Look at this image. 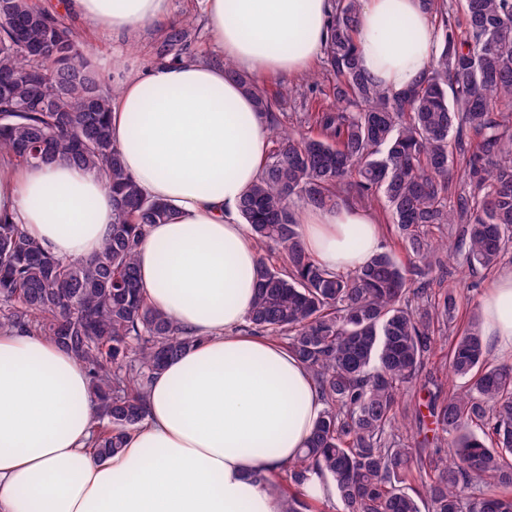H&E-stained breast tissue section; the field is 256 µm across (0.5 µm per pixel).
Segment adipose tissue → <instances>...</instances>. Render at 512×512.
Segmentation results:
<instances>
[{
  "mask_svg": "<svg viewBox=\"0 0 512 512\" xmlns=\"http://www.w3.org/2000/svg\"><path fill=\"white\" fill-rule=\"evenodd\" d=\"M333 0H205L217 59L130 70L111 103L112 140L143 195L169 205L136 263L148 303L200 341L156 374L147 413L109 456L94 449L95 402L57 343L0 329V512H283L257 481L286 469L324 410L306 365L244 325L260 254L238 211L267 159L269 131L225 65L255 81L307 73L330 34ZM103 34L163 27L171 0H69ZM359 66L391 92L419 83L441 51L422 0H361ZM103 177L61 160H0V215L59 259L95 255L112 223ZM305 246L346 273L380 248L365 208L296 209ZM488 346L512 355V268L481 305Z\"/></svg>",
  "mask_w": 512,
  "mask_h": 512,
  "instance_id": "obj_1",
  "label": "adipose tissue"
}]
</instances>
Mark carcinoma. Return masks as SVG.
<instances>
[{
    "label": "carcinoma",
    "instance_id": "obj_1",
    "mask_svg": "<svg viewBox=\"0 0 512 512\" xmlns=\"http://www.w3.org/2000/svg\"><path fill=\"white\" fill-rule=\"evenodd\" d=\"M424 5L439 15L443 48L416 87L395 93L359 68L360 0H335L323 63L336 107L299 113L294 130L273 112L278 98L224 65L272 142L239 202L261 252L245 329L281 338L325 405L285 475L258 476L284 512H318L312 472L335 485L340 512H512V362L490 361L476 320L455 330L461 296L444 285L450 260L490 272L512 253V0H464L462 20L437 0ZM188 37L186 21L172 20L155 61L179 59ZM114 93L58 12L0 0V157L97 169L114 203L100 251L67 262L0 216V328L47 336L82 363L104 455L143 419L154 375L200 341L141 294L137 248L170 211L124 170ZM463 130L475 140L456 158L450 139ZM351 193L384 200L408 262L379 251L341 274L309 255L295 208L334 207ZM439 335L449 340L446 391L422 379Z\"/></svg>",
    "mask_w": 512,
    "mask_h": 512
}]
</instances>
